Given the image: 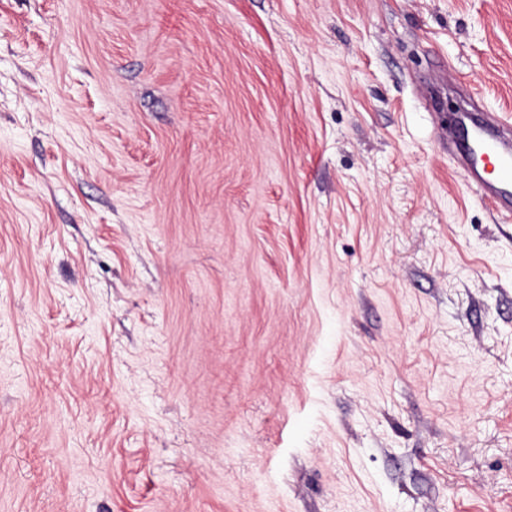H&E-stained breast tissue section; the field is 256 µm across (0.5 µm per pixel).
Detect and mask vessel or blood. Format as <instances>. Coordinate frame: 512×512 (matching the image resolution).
Wrapping results in <instances>:
<instances>
[{
	"instance_id": "vessel-or-blood-1",
	"label": "vessel or blood",
	"mask_w": 512,
	"mask_h": 512,
	"mask_svg": "<svg viewBox=\"0 0 512 512\" xmlns=\"http://www.w3.org/2000/svg\"><path fill=\"white\" fill-rule=\"evenodd\" d=\"M448 129L465 180L498 215L512 220V135L496 118L456 112Z\"/></svg>"
}]
</instances>
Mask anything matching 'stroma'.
Returning <instances> with one entry per match:
<instances>
[{
  "instance_id": "35a3bbf8",
  "label": "stroma",
  "mask_w": 512,
  "mask_h": 512,
  "mask_svg": "<svg viewBox=\"0 0 512 512\" xmlns=\"http://www.w3.org/2000/svg\"><path fill=\"white\" fill-rule=\"evenodd\" d=\"M512 0H0V512H512ZM452 118L448 138L457 167L492 210L512 221L511 135L496 116L455 112Z\"/></svg>"
}]
</instances>
